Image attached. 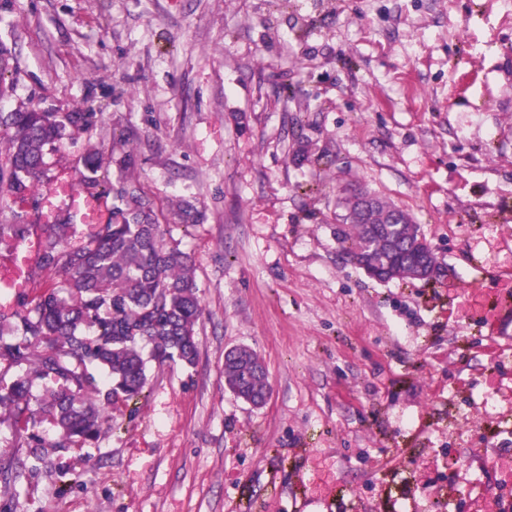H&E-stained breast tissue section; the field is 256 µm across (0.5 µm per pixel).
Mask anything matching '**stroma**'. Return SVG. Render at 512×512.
Instances as JSON below:
<instances>
[{
    "label": "stroma",
    "mask_w": 512,
    "mask_h": 512,
    "mask_svg": "<svg viewBox=\"0 0 512 512\" xmlns=\"http://www.w3.org/2000/svg\"><path fill=\"white\" fill-rule=\"evenodd\" d=\"M0 57V110L98 112L52 171L107 157L204 307L196 364L150 361L82 463L31 471L0 426V512L512 506V0H0ZM352 184L409 211L434 277L350 260ZM235 346L266 363L264 406L224 384Z\"/></svg>",
    "instance_id": "obj_1"
}]
</instances>
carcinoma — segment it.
<instances>
[{"label":"carcinoma","mask_w":512,"mask_h":512,"mask_svg":"<svg viewBox=\"0 0 512 512\" xmlns=\"http://www.w3.org/2000/svg\"><path fill=\"white\" fill-rule=\"evenodd\" d=\"M96 122L95 112L36 106L0 112V201L27 198L25 208L12 211L11 223L0 224V250L15 248L35 226L53 180L47 157L66 136ZM84 167L80 188L106 200L107 222L87 231L63 212L55 223L40 225L43 248L33 282L43 292L0 308V425L19 430L16 447L45 467L54 453L98 443L105 415L144 390L148 359L192 366L198 357L203 308L192 257L139 189L112 191L99 175L102 154L89 153ZM374 204L364 224L352 198L344 199L353 258L388 260L420 231L407 211L378 197ZM17 367L25 371L9 375ZM224 383L234 393L262 396L269 388L262 357L247 347L229 350ZM45 424L56 430L50 441L40 433Z\"/></svg>","instance_id":"obj_1"}]
</instances>
